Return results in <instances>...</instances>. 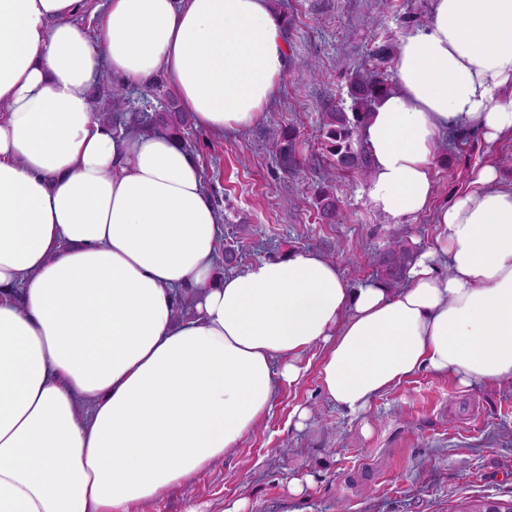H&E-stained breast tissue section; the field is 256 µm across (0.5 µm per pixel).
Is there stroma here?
Here are the masks:
<instances>
[{
  "instance_id": "stroma-1",
  "label": "stroma",
  "mask_w": 512,
  "mask_h": 512,
  "mask_svg": "<svg viewBox=\"0 0 512 512\" xmlns=\"http://www.w3.org/2000/svg\"><path fill=\"white\" fill-rule=\"evenodd\" d=\"M288 46L275 103L261 122L217 136L193 126L187 148L220 214L224 241L233 243L237 269L259 259L312 250L336 263L350 287L374 282L371 253L390 235L417 252L434 244L437 212L469 188L475 168L496 166L512 182V140L473 135L462 148L439 145L431 165V207L396 220L371 205L368 182L356 172L327 180L332 158L319 127L327 108L349 107L348 80L363 68L395 74V59L375 56L430 23L433 0H272ZM292 133L301 170L285 168L277 139ZM329 188L339 217L321 216L315 203ZM320 348L302 357L299 381L282 385L271 410L238 448L191 484L154 502L148 512H224L246 499L248 512H460L465 502L512 500V383L463 387L423 370L377 397L362 416L329 401L321 387ZM309 410L299 421L298 410ZM287 454H280V447ZM292 477L308 479L298 497Z\"/></svg>"
}]
</instances>
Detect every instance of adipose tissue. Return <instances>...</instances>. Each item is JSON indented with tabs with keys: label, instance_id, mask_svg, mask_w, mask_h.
I'll return each mask as SVG.
<instances>
[{
	"label": "adipose tissue",
	"instance_id": "adipose-tissue-1",
	"mask_svg": "<svg viewBox=\"0 0 512 512\" xmlns=\"http://www.w3.org/2000/svg\"><path fill=\"white\" fill-rule=\"evenodd\" d=\"M0 0V512H144L237 448L311 348L351 414L422 370L512 382V184L478 169L400 288L301 250L218 274L220 216L167 131L96 118L164 76L211 133L258 124L288 54L269 0ZM364 128L368 198L429 209L436 147L512 139V0H434ZM193 307L182 314L184 296ZM98 96L104 97L109 105L111 112H105L100 115V118L110 122L112 119V109L116 112L125 103L127 96V89L123 86L114 84L112 77L109 74H104L100 79L99 85L96 88Z\"/></svg>",
	"mask_w": 512,
	"mask_h": 512
}]
</instances>
